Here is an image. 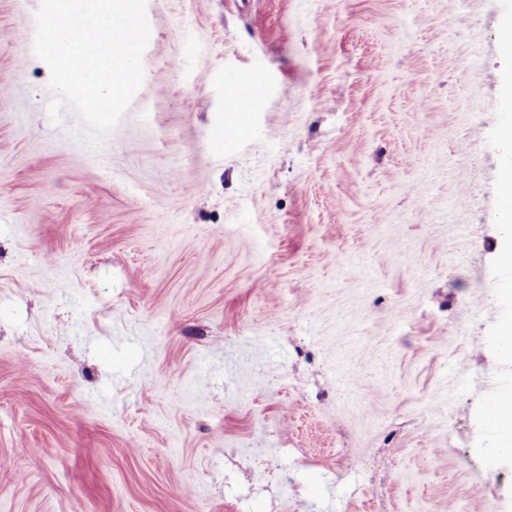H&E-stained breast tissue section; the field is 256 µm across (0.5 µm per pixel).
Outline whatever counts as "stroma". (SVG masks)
Returning a JSON list of instances; mask_svg holds the SVG:
<instances>
[{
	"instance_id": "1",
	"label": "stroma",
	"mask_w": 512,
	"mask_h": 512,
	"mask_svg": "<svg viewBox=\"0 0 512 512\" xmlns=\"http://www.w3.org/2000/svg\"><path fill=\"white\" fill-rule=\"evenodd\" d=\"M39 6L0 0V512H512L502 0H147L96 147ZM250 77L262 78V76L257 72L246 75L232 73L227 76V80L236 79L240 81L242 85V100L233 124L230 126L224 125V127H219L215 130L214 139L217 142L224 144V146L229 145L236 140L246 139L252 132L253 107L247 86V81ZM506 397L498 389L491 392L485 401V418L494 434L509 435L512 433V415L506 412Z\"/></svg>"
}]
</instances>
